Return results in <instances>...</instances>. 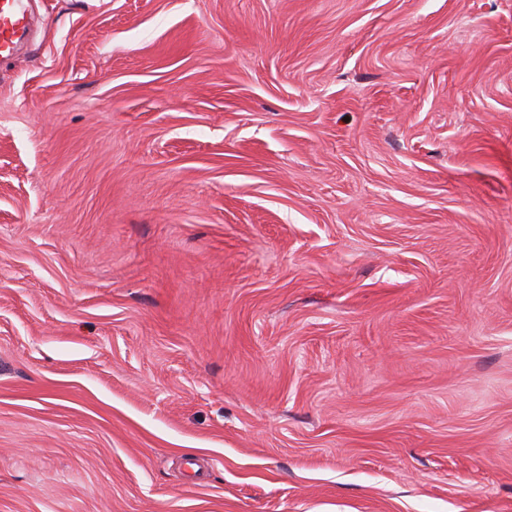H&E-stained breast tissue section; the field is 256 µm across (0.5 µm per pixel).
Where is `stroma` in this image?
Returning <instances> with one entry per match:
<instances>
[{
	"mask_svg": "<svg viewBox=\"0 0 512 512\" xmlns=\"http://www.w3.org/2000/svg\"><path fill=\"white\" fill-rule=\"evenodd\" d=\"M25 5L0 512H512V0Z\"/></svg>",
	"mask_w": 512,
	"mask_h": 512,
	"instance_id": "obj_1",
	"label": "stroma"
}]
</instances>
